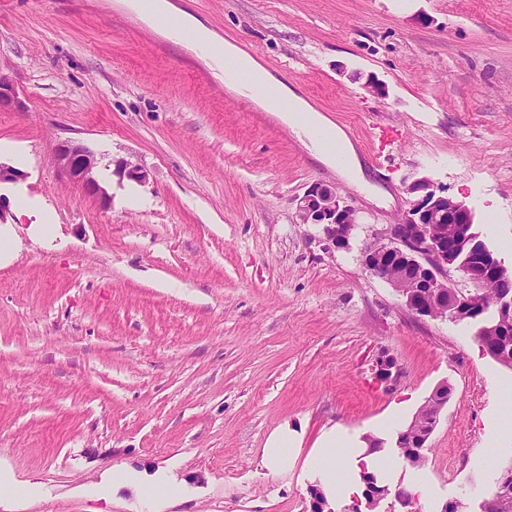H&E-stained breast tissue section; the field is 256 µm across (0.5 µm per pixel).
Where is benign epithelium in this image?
<instances>
[{
    "label": "benign epithelium",
    "mask_w": 512,
    "mask_h": 512,
    "mask_svg": "<svg viewBox=\"0 0 512 512\" xmlns=\"http://www.w3.org/2000/svg\"><path fill=\"white\" fill-rule=\"evenodd\" d=\"M22 109L24 103L13 83L0 75V110ZM53 155L60 178L79 185L102 207L111 205L112 194L99 178L102 158L92 148L65 139L55 145ZM110 164L121 178L139 183L148 178L146 170L128 160H112ZM408 192L415 198L404 217L396 224L371 231L359 249V262L365 272L389 284L412 315L434 320L436 311L451 308L455 319L468 320L473 313L471 297L481 293L503 263L477 241L472 212L464 201L448 195L429 178L415 181ZM296 213L300 223L322 227L326 250H351L358 227L356 210L335 187L310 185L297 198ZM438 224L457 225L460 236L477 246V260L465 267L449 262L448 239L434 232ZM451 392L446 383L436 387L406 429L398 433L397 440L410 439L415 442V452H426ZM400 491L399 487L392 490L366 481L365 496L372 508L388 497L402 503Z\"/></svg>",
    "instance_id": "obj_1"
}]
</instances>
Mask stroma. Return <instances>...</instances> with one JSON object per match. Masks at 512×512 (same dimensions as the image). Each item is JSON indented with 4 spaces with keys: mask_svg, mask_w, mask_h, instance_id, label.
<instances>
[{
    "mask_svg": "<svg viewBox=\"0 0 512 512\" xmlns=\"http://www.w3.org/2000/svg\"><path fill=\"white\" fill-rule=\"evenodd\" d=\"M170 2L341 127L369 187L127 0H0V73L25 103L0 111V161L22 173L0 187L16 240L0 262V512H369L317 504L308 454L333 429L395 455L444 382L424 467L381 479L420 475V512H479L512 459V370L473 322L416 318L357 251L324 250L295 199L336 187L362 240L427 176L512 268V0ZM67 138L147 181L101 168V207L57 175ZM283 428L294 460L273 474L263 450Z\"/></svg>",
    "mask_w": 512,
    "mask_h": 512,
    "instance_id": "obj_1",
    "label": "stroma"
}]
</instances>
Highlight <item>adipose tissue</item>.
Returning a JSON list of instances; mask_svg holds the SVG:
<instances>
[{"label":"adipose tissue","mask_w":512,"mask_h":512,"mask_svg":"<svg viewBox=\"0 0 512 512\" xmlns=\"http://www.w3.org/2000/svg\"><path fill=\"white\" fill-rule=\"evenodd\" d=\"M187 29L192 32L195 48L210 54L215 65H222L223 61L229 60L240 69L255 75L260 81H271V74L254 57L229 42L222 46L217 45L212 32L208 28L192 22L189 16H182L178 26L170 28L169 34L171 38L178 39ZM281 94L291 104L290 110L282 115L288 126L294 132L309 137L314 132L327 133L338 143L344 155L343 175L351 183H360L362 166L355 148L345 132L327 116L313 109L292 89L282 88ZM382 463L381 451L359 447L355 442L336 438L332 433L325 435L319 449L309 458L310 468L322 476L324 492L327 497L332 499L363 495L365 490L363 483L349 477V468L355 467L371 471L381 466Z\"/></svg>","instance_id":"ef3b65f1"}]
</instances>
